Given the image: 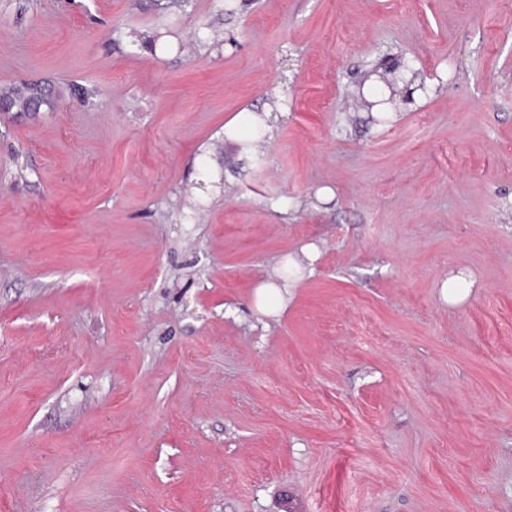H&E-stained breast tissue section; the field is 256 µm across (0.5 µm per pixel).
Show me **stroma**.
I'll return each instance as SVG.
<instances>
[{
	"label": "stroma",
	"instance_id": "stroma-1",
	"mask_svg": "<svg viewBox=\"0 0 512 512\" xmlns=\"http://www.w3.org/2000/svg\"><path fill=\"white\" fill-rule=\"evenodd\" d=\"M237 5L0 0V512H512V6ZM0 100L10 104L9 109L3 112H29L39 104L53 106V101L43 88L35 83L1 85ZM268 115H250L241 120H232L227 126L225 135L230 140L242 141L247 139L246 130H250L253 124H261L265 128L266 135L270 132V125L267 123Z\"/></svg>",
	"mask_w": 512,
	"mask_h": 512
}]
</instances>
